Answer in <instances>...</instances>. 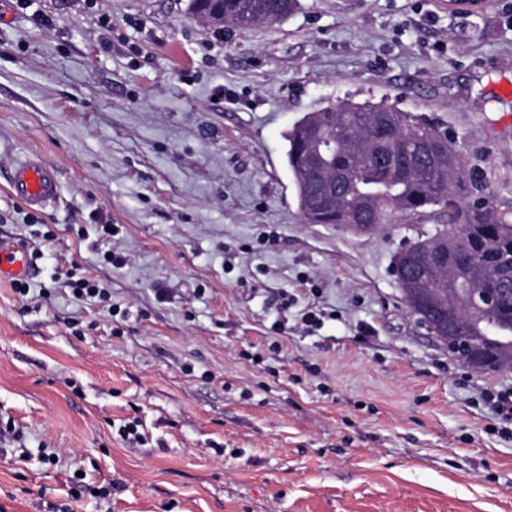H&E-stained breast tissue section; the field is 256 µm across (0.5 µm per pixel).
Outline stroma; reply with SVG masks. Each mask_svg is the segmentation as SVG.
Returning <instances> with one entry per match:
<instances>
[{
  "label": "stroma",
  "instance_id": "obj_1",
  "mask_svg": "<svg viewBox=\"0 0 512 512\" xmlns=\"http://www.w3.org/2000/svg\"><path fill=\"white\" fill-rule=\"evenodd\" d=\"M1 1L0 241L32 264L27 296L0 280V512H512L485 401L512 372L450 359L393 270L432 222L306 223L286 159L305 114L383 102L512 199V0H301L244 33L188 0ZM32 153L38 211L8 185ZM9 187L15 198L35 210L55 201L59 193L56 170L36 155L27 156L14 166Z\"/></svg>",
  "mask_w": 512,
  "mask_h": 512
}]
</instances>
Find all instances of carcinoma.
<instances>
[{
  "instance_id": "1",
  "label": "carcinoma",
  "mask_w": 512,
  "mask_h": 512,
  "mask_svg": "<svg viewBox=\"0 0 512 512\" xmlns=\"http://www.w3.org/2000/svg\"><path fill=\"white\" fill-rule=\"evenodd\" d=\"M300 0H224V26L241 32L272 19L284 20ZM319 118H314V115ZM307 114L287 134V162L301 184L299 209L305 221L356 224L374 209L369 230L400 217L408 224L433 221L448 236V287L500 288L512 281V200L489 198L486 179L465 172L454 137L437 123L381 103L343 101ZM344 130L348 142L326 150L321 164L342 177L336 206L308 209L314 184L304 163L323 137ZM418 235L396 259V275L419 265Z\"/></svg>"
}]
</instances>
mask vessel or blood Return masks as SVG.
<instances>
[{"mask_svg":"<svg viewBox=\"0 0 512 512\" xmlns=\"http://www.w3.org/2000/svg\"><path fill=\"white\" fill-rule=\"evenodd\" d=\"M9 187L15 198L35 210L55 201L59 193L55 169L35 155L27 156L15 165L10 173ZM28 269V258L22 250L0 246V277H22Z\"/></svg>","mask_w":512,"mask_h":512,"instance_id":"vessel-or-blood-1","label":"vessel or blood"}]
</instances>
